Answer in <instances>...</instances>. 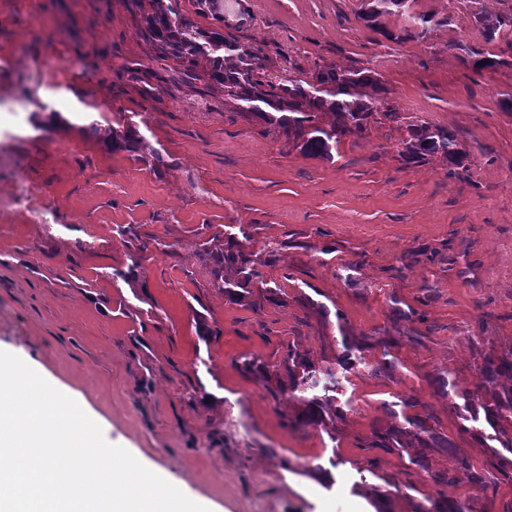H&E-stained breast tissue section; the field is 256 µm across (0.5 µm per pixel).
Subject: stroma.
I'll return each mask as SVG.
<instances>
[{
	"instance_id": "35a3bbf8",
	"label": "stroma",
	"mask_w": 512,
	"mask_h": 512,
	"mask_svg": "<svg viewBox=\"0 0 512 512\" xmlns=\"http://www.w3.org/2000/svg\"><path fill=\"white\" fill-rule=\"evenodd\" d=\"M148 0H0V193L17 178L48 190L49 223L0 219V350L83 404L106 440L209 512H414L443 490L471 512H512V481L470 483L460 457L489 448L430 381L481 382L483 356L512 348V32L475 64L480 21L512 0H409L365 25L367 0H243L234 37L270 65L313 74L366 69L394 120L372 119L333 160L307 157L223 89L171 81L140 25ZM442 25L409 37L411 15ZM57 112L39 130L32 114ZM132 116L135 152L111 151L84 113ZM454 132L467 157L405 166L410 124ZM250 249L281 248L263 268L286 305L254 309L210 284L205 252L226 225ZM133 278L113 277L132 260ZM220 329L204 341L199 320ZM401 337L393 367L377 357L349 373L350 408L335 437L290 426L296 403L243 372L280 361L289 344L334 358L342 335ZM399 397L419 399L455 444L431 472L398 454L370 466L365 444Z\"/></svg>"
}]
</instances>
